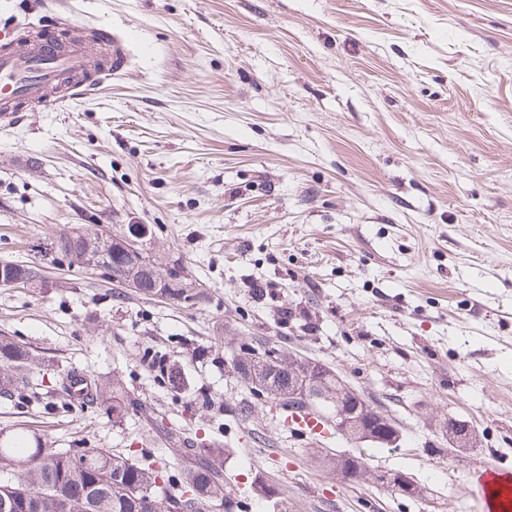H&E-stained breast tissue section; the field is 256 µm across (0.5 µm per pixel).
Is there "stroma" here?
I'll use <instances>...</instances> for the list:
<instances>
[{"label": "stroma", "instance_id": "stroma-1", "mask_svg": "<svg viewBox=\"0 0 512 512\" xmlns=\"http://www.w3.org/2000/svg\"><path fill=\"white\" fill-rule=\"evenodd\" d=\"M108 27L129 39L126 75L0 116V263L41 262L36 245L76 224H146L210 301L50 267L45 287L0 288V336L31 351L57 407L0 399V430L54 449L215 442L247 512H277L259 476L288 512H482L478 469L512 473V0H0L18 48L66 32L106 60ZM245 340L326 364L398 439L291 432L226 367ZM148 348L185 389L155 377ZM71 368L122 380L146 412L66 407L55 381ZM451 418L473 448L450 451ZM319 448L422 492L342 481ZM444 429L453 440V448L458 451L471 448L476 442L477 435L475 430L463 420L449 419L444 425Z\"/></svg>", "mask_w": 512, "mask_h": 512}]
</instances>
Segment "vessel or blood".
I'll return each mask as SVG.
<instances>
[{"mask_svg":"<svg viewBox=\"0 0 512 512\" xmlns=\"http://www.w3.org/2000/svg\"><path fill=\"white\" fill-rule=\"evenodd\" d=\"M112 66L99 68L78 42L60 46L54 35L25 48L0 47V112L22 111L24 105L46 98L56 89L72 96L94 93L106 79L122 76L129 68L131 54L125 36L110 32ZM287 423L299 435L328 436L330 427L304 411L289 413ZM498 468L487 465L478 475V497L483 512H503L506 490L498 486Z\"/></svg>","mask_w":512,"mask_h":512,"instance_id":"obj_1","label":"vessel or blood"}]
</instances>
